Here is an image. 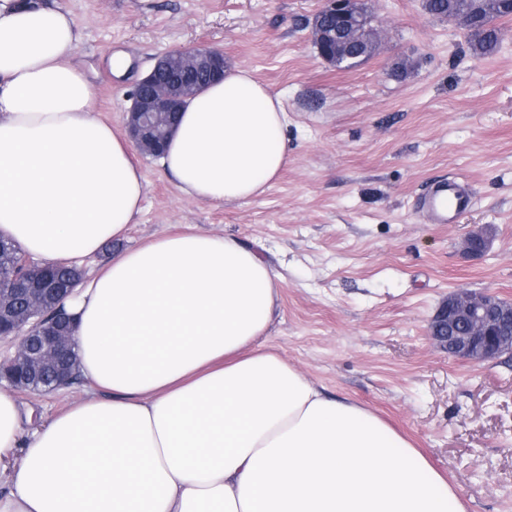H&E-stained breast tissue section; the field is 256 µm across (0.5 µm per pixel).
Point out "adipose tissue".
Returning <instances> with one entry per match:
<instances>
[{
    "instance_id": "1",
    "label": "adipose tissue",
    "mask_w": 512,
    "mask_h": 512,
    "mask_svg": "<svg viewBox=\"0 0 512 512\" xmlns=\"http://www.w3.org/2000/svg\"><path fill=\"white\" fill-rule=\"evenodd\" d=\"M64 7L0 0V235L75 265L125 237L146 180L93 108ZM288 113L234 67L187 104L161 165L245 203L288 163ZM280 279L230 236L124 250L66 302L84 396L30 433L0 391V512H464L427 458L262 348Z\"/></svg>"
}]
</instances>
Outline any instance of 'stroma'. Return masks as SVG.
<instances>
[{
	"instance_id": "35a3bbf8",
	"label": "stroma",
	"mask_w": 512,
	"mask_h": 512,
	"mask_svg": "<svg viewBox=\"0 0 512 512\" xmlns=\"http://www.w3.org/2000/svg\"><path fill=\"white\" fill-rule=\"evenodd\" d=\"M58 2L80 31L74 62L95 73V108L114 128L156 57L184 46L223 50L288 111V165L244 204L185 197L158 160L140 156L142 211L119 245L84 259L85 277L170 232L240 239L282 277L261 345L410 440L466 512H512V355L470 363L428 336L451 290L512 301V19L496 20L501 42L479 57L469 33L422 0H370L385 38L343 71L313 44L322 0ZM118 53L129 66L115 76ZM454 179L469 210L431 223L423 198ZM484 225L490 250L466 255L463 238ZM83 393L76 383L19 399L46 420Z\"/></svg>"
}]
</instances>
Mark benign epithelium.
<instances>
[{"label":"benign epithelium","instance_id":"obj_1","mask_svg":"<svg viewBox=\"0 0 512 512\" xmlns=\"http://www.w3.org/2000/svg\"><path fill=\"white\" fill-rule=\"evenodd\" d=\"M480 8L452 15V20L473 32L479 25L494 26L512 0H479ZM320 12L339 19L345 38L333 52H319L323 59L341 62L354 59L350 45L362 19L374 21L367 0H323ZM193 73L207 82L224 73V53L213 48H178L159 56L150 71L138 82L126 113V128L140 152L160 153L165 136L157 133V122L164 118L172 127L174 114L191 100L201 85L177 77ZM491 239L484 226L464 239V252L482 255ZM24 275L0 289V339L16 342V351L0 359V382L18 391H33L42 374L51 372L52 389L69 386L72 376L65 365L70 347L69 317L65 313L47 314L46 309L61 305L74 285H62L41 274L43 267L27 254L21 256ZM428 335L440 349L455 358L472 363L490 362L512 354V302L491 293L457 289L448 294L432 316Z\"/></svg>","mask_w":512,"mask_h":512}]
</instances>
